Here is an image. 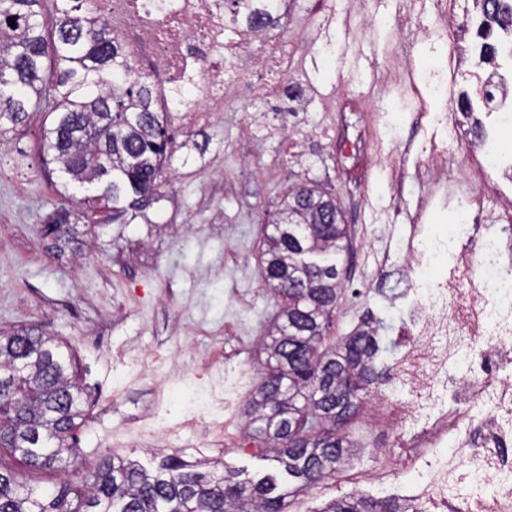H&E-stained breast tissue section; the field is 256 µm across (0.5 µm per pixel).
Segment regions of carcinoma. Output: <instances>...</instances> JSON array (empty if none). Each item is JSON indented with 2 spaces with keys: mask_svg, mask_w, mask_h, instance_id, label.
Listing matches in <instances>:
<instances>
[{
  "mask_svg": "<svg viewBox=\"0 0 512 512\" xmlns=\"http://www.w3.org/2000/svg\"><path fill=\"white\" fill-rule=\"evenodd\" d=\"M232 24L242 14L273 23L266 0H224ZM84 0H55L54 33L41 0H10L0 9V142L27 124L31 113L52 117L41 133L42 164L55 165L64 183L46 215L45 234L68 239L82 219L134 224L161 197L173 153L169 99L138 72L119 36ZM15 26H10V22ZM72 183L92 186L77 199ZM301 185L288 191L283 224L264 234L262 278L280 299L265 372L245 416L301 491L334 478L357 447L340 432L369 395L378 341L357 331L321 348L330 313L341 296L339 258L348 232L336 222V201ZM82 388L71 357L34 328L0 332V453L34 470L69 471L75 482L26 486L0 458V512H286L278 479L240 478L203 469L207 462L177 457L154 471L119 455L90 460L77 446L85 424ZM325 512H404L393 499L344 497Z\"/></svg>",
  "mask_w": 512,
  "mask_h": 512,
  "instance_id": "carcinoma-1",
  "label": "carcinoma"
}]
</instances>
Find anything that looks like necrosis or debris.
Returning <instances> with one entry per match:
<instances>
[{"mask_svg": "<svg viewBox=\"0 0 512 512\" xmlns=\"http://www.w3.org/2000/svg\"><path fill=\"white\" fill-rule=\"evenodd\" d=\"M113 21L130 32L131 49L150 57L164 83L191 81L196 97L177 116L192 120L201 111H223L251 86L265 92L266 109L299 111L310 86L289 81L287 49L243 59L242 44L253 31L224 35L223 0H102ZM490 68L468 70L480 125L453 126L456 141L473 142L459 175L447 176L440 162L449 154L446 141L406 142L389 180L394 200L383 223L372 231L377 242L369 253L378 264L403 261L404 291L399 306L409 352L431 371L426 402L410 412L395 390L379 391L364 418L373 431L404 439L401 457L382 454L373 470L348 473L350 484L368 483L385 493L394 473L413 474L408 499L415 512H469L482 503L486 512H512V379L501 376L512 362V150L501 133L512 125V23L497 27ZM425 189L415 213L401 210L396 198L406 173ZM451 205L463 217L454 231L441 233L428 222L431 203ZM459 361L466 373L449 385L447 365ZM194 420L165 423L150 404L125 428L135 448L161 439L189 442ZM462 437L471 460L456 481L440 475L434 454L449 436Z\"/></svg>", "mask_w": 512, "mask_h": 512, "instance_id": "4bbe7bcc", "label": "necrosis or debris"}]
</instances>
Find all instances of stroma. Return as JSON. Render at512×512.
<instances>
[{"label":"stroma","mask_w":512,"mask_h":512,"mask_svg":"<svg viewBox=\"0 0 512 512\" xmlns=\"http://www.w3.org/2000/svg\"><path fill=\"white\" fill-rule=\"evenodd\" d=\"M313 0H294L288 22L293 72L308 71L321 95L305 111L287 116L309 132L298 147L260 144L252 116L263 110L251 97L245 108L202 113L190 124V142L175 143L162 198L136 224L78 223L74 240L43 232L56 199L57 174L39 160L43 115L10 132L0 144V331L36 327L71 351L82 379L99 377L103 390L85 395L88 419L78 436L89 459L125 422L162 392V414L190 418L209 383L208 363L222 362L224 431L239 441L218 452L225 468L259 477L280 474L261 443L245 435L244 405L265 359L258 339L276 312L259 272L260 234L266 212L289 186L315 183L336 197L347 225L378 216L390 200L386 173L370 155L332 154L322 133L334 113L372 145L449 137L445 116L459 109L465 83L453 100L429 103L424 124L401 86L382 74L407 58L415 81L432 78L456 60V40L424 55L411 25L395 26L409 0L363 5L335 0L336 17L321 30ZM364 241L351 236L343 266L354 271ZM400 285L395 269L344 284L332 313L329 341L348 336L353 314L388 316Z\"/></svg>","instance_id":"1"}]
</instances>
